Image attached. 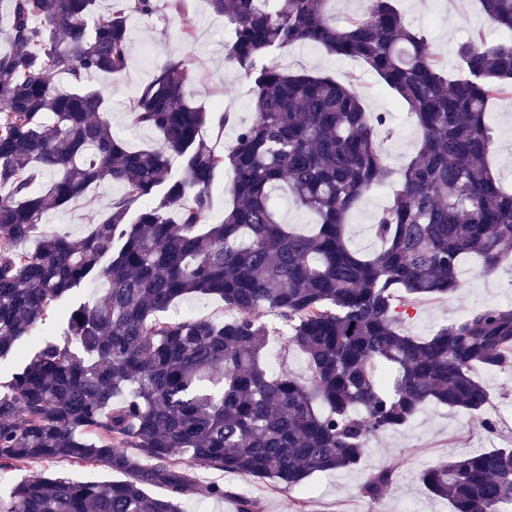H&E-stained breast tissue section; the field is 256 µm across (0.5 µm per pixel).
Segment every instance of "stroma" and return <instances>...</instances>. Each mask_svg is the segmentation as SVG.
<instances>
[{
	"mask_svg": "<svg viewBox=\"0 0 512 512\" xmlns=\"http://www.w3.org/2000/svg\"><path fill=\"white\" fill-rule=\"evenodd\" d=\"M156 4L158 9L153 16L130 18L132 61L127 69L95 80L111 102L112 128L130 146L157 144L156 133L126 126L124 105L150 79L156 63L189 54L194 58L187 79L191 101L214 114L230 115L226 125L212 124L202 132L208 145L224 150L233 143L238 125L250 123L255 117L250 82L243 70L226 58L230 30L223 18L208 10L204 0H198L196 7L185 14L179 12L176 0H156ZM398 7L406 22L427 37L452 75L459 69L458 40L478 30L491 41L500 37L499 31L488 25L476 0H398ZM276 61L292 72L329 75L353 85L366 110L388 113L397 129L396 136L382 144L391 165L402 166L415 155L420 133L407 108L366 66L339 59L309 43L289 47L277 55ZM487 121L495 140L493 170L512 180V98L495 100ZM388 203V193L377 191L367 195L351 214L349 241L353 249L363 254L379 249L373 226ZM459 278L463 286L453 295L417 302L414 318L403 325L407 334L425 337L473 310L512 304V260L488 275L477 269L475 261H464ZM263 320L272 331L266 351L269 365L274 370L285 369L296 377H305V359L288 349L280 317L267 312ZM476 376L488 391L485 415L495 421L494 430H487L462 411L432 408L419 414L409 427L371 437L360 465L349 471L314 476L300 494L278 493L253 479L199 468L195 474L202 483L221 485L228 496H189L180 503L182 512H236L241 497L254 501L257 512H452L448 502L428 497L420 481L421 472L440 460L512 448V368L502 372L480 369ZM382 467L393 471V483L385 497L377 502L361 497L362 483Z\"/></svg>",
	"mask_w": 512,
	"mask_h": 512,
	"instance_id": "1",
	"label": "stroma"
}]
</instances>
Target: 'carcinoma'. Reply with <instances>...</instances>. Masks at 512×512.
Returning <instances> with one entry per match:
<instances>
[{
  "label": "carcinoma",
  "mask_w": 512,
  "mask_h": 512,
  "mask_svg": "<svg viewBox=\"0 0 512 512\" xmlns=\"http://www.w3.org/2000/svg\"><path fill=\"white\" fill-rule=\"evenodd\" d=\"M9 2L0 51V360L81 286L100 280L105 290L69 310L64 335L76 349L42 341L0 391V471L67 460L126 479L40 474L0 497V512H181L186 495L224 497L218 484L198 485L186 462L288 493L356 467L371 435L430 406L481 415L488 395L473 370L512 366V305L426 338L401 325L419 300L461 288L464 255L489 273L512 253V183L486 163L494 138L485 122L490 100L512 97V0H480L505 37L478 31L459 42L457 79L397 0H367L341 28L330 0H207L232 26L227 55L253 94L255 118L226 153L202 138L212 115L186 95L187 57L156 65L126 105L131 128L160 136L154 149H129L103 94L89 87L129 66V16L151 15L153 0L115 11L103 0ZM297 43L361 62L396 93L421 132L404 167L393 168L380 144L394 134L386 114L368 113L351 86L272 63ZM219 170L232 204L208 224ZM106 182L123 193L86 234L40 230L48 214ZM390 184L392 200L374 224L381 247L363 255L348 244L347 218ZM281 186L315 217L312 232L281 222L271 194ZM189 298L224 302V320L160 318ZM267 310L305 356V379L264 362ZM421 481L453 512H505L512 448L440 461ZM391 484V470L380 468L360 494L379 501Z\"/></svg>",
  "instance_id": "cac0c4a2"
}]
</instances>
